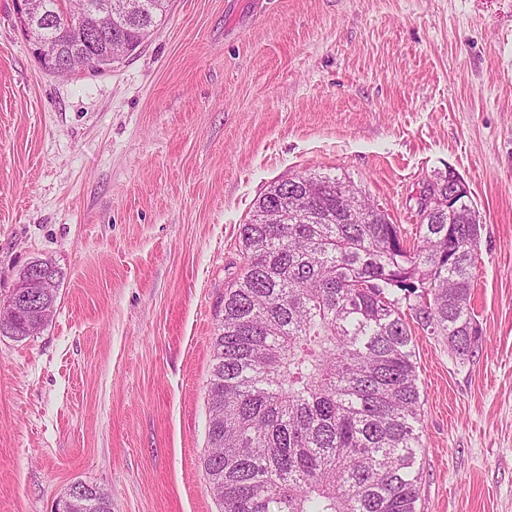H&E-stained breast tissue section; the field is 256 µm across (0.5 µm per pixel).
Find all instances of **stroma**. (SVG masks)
Segmentation results:
<instances>
[{"label":"stroma","instance_id":"obj_1","mask_svg":"<svg viewBox=\"0 0 512 512\" xmlns=\"http://www.w3.org/2000/svg\"><path fill=\"white\" fill-rule=\"evenodd\" d=\"M479 213L472 357L413 328L421 512H512V0H171L100 72L42 70L0 0V303L59 272L50 321L0 334V512L76 482L112 512L209 492L217 304L275 181L329 174L413 232L435 175ZM39 262H41V261L40 260L34 261L32 264L27 266V268L23 271V273H21L18 283H17V285H18L21 282V280L23 278H26V275H28L29 278L37 281L38 284H36L34 286L35 288H44V290H45V288H53L52 293L48 294L46 296V298L44 299V303H45L47 309H49V313L43 318V320L41 321V323L38 327L44 325L50 319L51 314L53 313V311L55 309V303L57 301V288H54V285L56 287V279L58 278V274H59V272L51 264L46 263L52 268V271L54 273V277H55V284H54V279L48 273V270H46V267ZM35 263H38V264L34 265L31 268V270L28 272L29 267Z\"/></svg>","mask_w":512,"mask_h":512}]
</instances>
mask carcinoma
Segmentation results:
<instances>
[{"label": "carcinoma", "mask_w": 512, "mask_h": 512, "mask_svg": "<svg viewBox=\"0 0 512 512\" xmlns=\"http://www.w3.org/2000/svg\"><path fill=\"white\" fill-rule=\"evenodd\" d=\"M58 18L81 0H50ZM170 0L100 31L94 52L136 51ZM52 72L76 34L45 24ZM316 222L269 224L276 181L239 226L245 258L224 290L208 387L210 489L224 512H418L421 402L406 316L458 356L481 330L471 306L480 231L421 199L414 241L350 181L298 175ZM0 333L29 336L25 321Z\"/></svg>", "instance_id": "obj_1"}]
</instances>
